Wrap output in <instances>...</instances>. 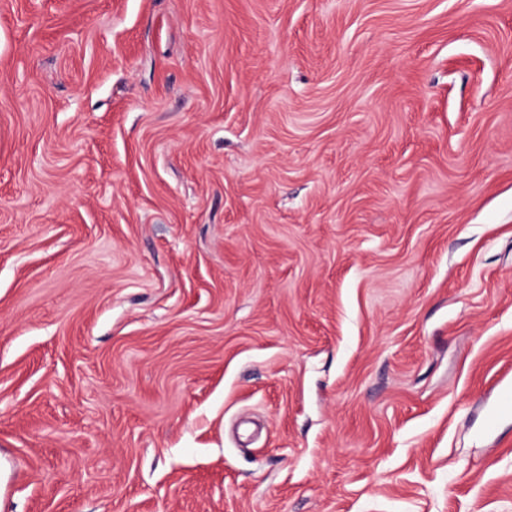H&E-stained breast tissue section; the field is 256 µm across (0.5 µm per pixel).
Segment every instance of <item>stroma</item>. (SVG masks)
<instances>
[{
  "label": "stroma",
  "instance_id": "1",
  "mask_svg": "<svg viewBox=\"0 0 512 512\" xmlns=\"http://www.w3.org/2000/svg\"><path fill=\"white\" fill-rule=\"evenodd\" d=\"M512 0H0V512H512Z\"/></svg>",
  "mask_w": 512,
  "mask_h": 512
}]
</instances>
